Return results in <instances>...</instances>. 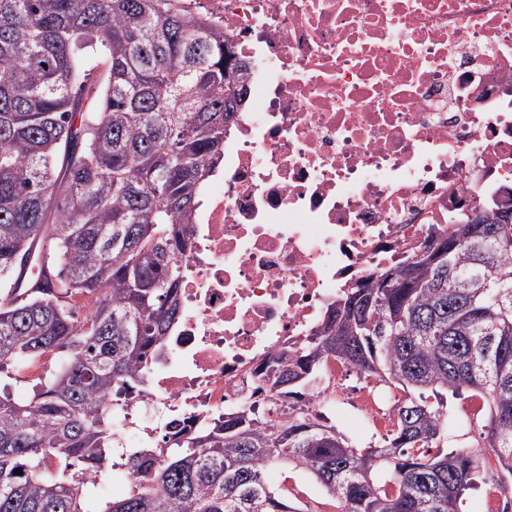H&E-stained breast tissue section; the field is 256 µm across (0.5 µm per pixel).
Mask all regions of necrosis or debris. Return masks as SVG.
<instances>
[{
  "mask_svg": "<svg viewBox=\"0 0 512 512\" xmlns=\"http://www.w3.org/2000/svg\"><path fill=\"white\" fill-rule=\"evenodd\" d=\"M247 108L187 242L181 316L116 448L253 400L273 358L370 274L512 189V0H211Z\"/></svg>",
  "mask_w": 512,
  "mask_h": 512,
  "instance_id": "1",
  "label": "necrosis or debris"
}]
</instances>
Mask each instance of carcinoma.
I'll return each mask as SVG.
<instances>
[{
    "label": "carcinoma",
    "instance_id": "1",
    "mask_svg": "<svg viewBox=\"0 0 512 512\" xmlns=\"http://www.w3.org/2000/svg\"><path fill=\"white\" fill-rule=\"evenodd\" d=\"M248 78L224 27L181 0H0V378L60 354L30 398L0 393V512H297L264 480L279 463L337 512H462L491 471L512 494V212H473L430 243L445 252L370 276L275 362L288 422L245 407L173 436L161 462L136 451L128 494L87 508L112 399L130 400L179 316V225ZM331 359L401 392L381 444L297 405ZM450 392L486 408L476 450H441Z\"/></svg>",
    "mask_w": 512,
    "mask_h": 512
}]
</instances>
